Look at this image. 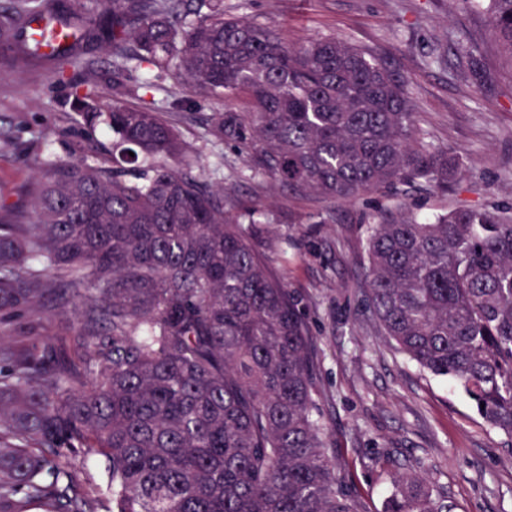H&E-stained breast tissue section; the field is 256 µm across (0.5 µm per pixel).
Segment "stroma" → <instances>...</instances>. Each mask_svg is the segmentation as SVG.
<instances>
[{
	"label": "stroma",
	"instance_id": "obj_1",
	"mask_svg": "<svg viewBox=\"0 0 512 512\" xmlns=\"http://www.w3.org/2000/svg\"><path fill=\"white\" fill-rule=\"evenodd\" d=\"M226 14L273 26L291 47L333 36L369 53L409 80L418 125L428 141L458 153L465 171L455 189L401 186L336 205L296 194L255 173L233 147L213 144L204 118L218 102L166 77L144 96L158 111L183 116L176 166L204 180L233 185L237 201L268 213L256 249L299 300L316 342L323 422L348 488L369 512H382L388 474L422 461L454 512H512V441L490 431L465 393L420 370L369 319L363 283L369 217L403 201L429 214L460 204L512 205V65L499 53L487 15L453 0H224ZM481 46L478 70L458 45ZM71 73L18 72L0 64V129L13 145L0 149V201H19L40 160L18 147L45 135L47 156L66 159L78 115Z\"/></svg>",
	"mask_w": 512,
	"mask_h": 512
}]
</instances>
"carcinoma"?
Listing matches in <instances>:
<instances>
[{"label": "carcinoma", "mask_w": 512, "mask_h": 512, "mask_svg": "<svg viewBox=\"0 0 512 512\" xmlns=\"http://www.w3.org/2000/svg\"><path fill=\"white\" fill-rule=\"evenodd\" d=\"M49 1L72 41L49 61L47 40L29 41L13 66L49 62L62 82L96 49L112 58V104L100 111L87 86L79 154L44 160L23 202L0 204V512H364L328 451L314 337L247 240L251 211L169 164L179 116L125 98L150 87L139 70L173 73L222 103L214 142L337 204L419 182L446 193L463 158L425 140L406 78L334 37L290 47L224 16V0H112L108 14L92 0H0V49ZM486 14L512 62V0H487ZM366 249L383 334L512 439V208L422 220L401 205L369 225ZM69 295L79 331L5 342L2 326ZM390 482L384 512H453L419 476Z\"/></svg>", "instance_id": "1"}]
</instances>
